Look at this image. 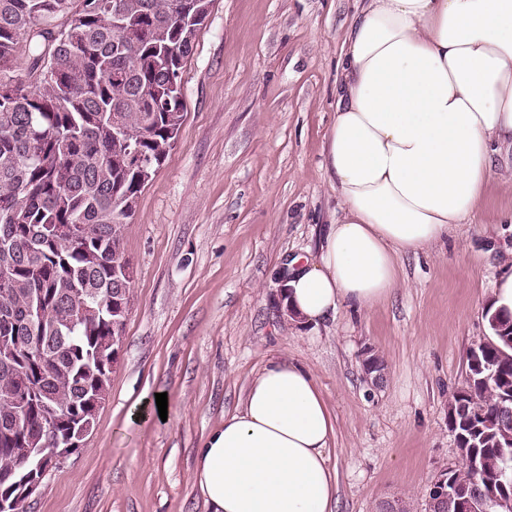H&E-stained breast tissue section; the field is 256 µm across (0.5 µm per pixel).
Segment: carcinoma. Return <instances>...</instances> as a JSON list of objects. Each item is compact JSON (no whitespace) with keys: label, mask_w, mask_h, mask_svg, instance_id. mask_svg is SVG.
<instances>
[{"label":"carcinoma","mask_w":512,"mask_h":512,"mask_svg":"<svg viewBox=\"0 0 512 512\" xmlns=\"http://www.w3.org/2000/svg\"><path fill=\"white\" fill-rule=\"evenodd\" d=\"M213 0H0V498L19 492L35 460L60 448L80 414L109 396L116 324L126 325L134 276L123 228L172 150L186 112L181 80ZM123 25L112 24V5ZM29 82L13 75L19 41ZM85 302L98 312L81 318ZM469 350L448 428L465 437L471 482L512 493V318ZM474 512H498L475 490Z\"/></svg>","instance_id":"cac0c4a2"}]
</instances>
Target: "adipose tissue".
Instances as JSON below:
<instances>
[{
	"label": "adipose tissue",
	"instance_id": "ef3b65f1",
	"mask_svg": "<svg viewBox=\"0 0 512 512\" xmlns=\"http://www.w3.org/2000/svg\"><path fill=\"white\" fill-rule=\"evenodd\" d=\"M324 167L342 216L284 261L283 306L317 325L397 287L398 260L480 208L512 143V0H364L343 42ZM334 418L313 374L268 359L197 453L213 512H334Z\"/></svg>",
	"mask_w": 512,
	"mask_h": 512
}]
</instances>
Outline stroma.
<instances>
[{
  "mask_svg": "<svg viewBox=\"0 0 512 512\" xmlns=\"http://www.w3.org/2000/svg\"><path fill=\"white\" fill-rule=\"evenodd\" d=\"M359 5L213 0L181 74L180 136L125 226L134 284L110 394L29 512H210L197 451L280 356L311 371L334 416L337 512H380L397 497L425 512L428 482L457 457L448 398L490 334L493 283L512 268V147L494 153L471 222L400 259L392 297L318 327L290 322L279 265L314 253L340 213L323 153ZM367 349L385 362L377 385L363 374Z\"/></svg>",
  "mask_w": 512,
  "mask_h": 512,
  "instance_id": "35a3bbf8",
  "label": "stroma"
}]
</instances>
